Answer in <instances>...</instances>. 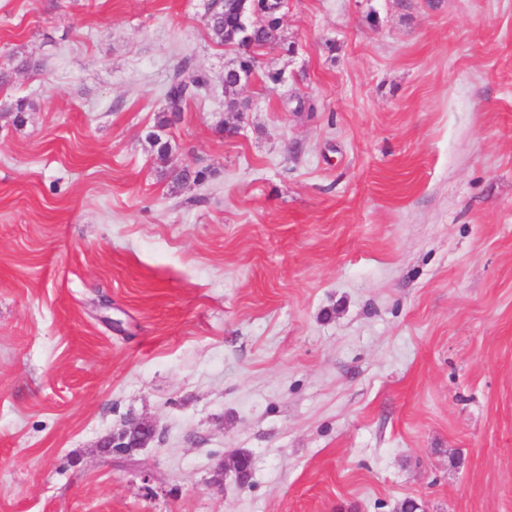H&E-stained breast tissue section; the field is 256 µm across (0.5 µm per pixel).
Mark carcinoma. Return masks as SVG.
Masks as SVG:
<instances>
[{
    "instance_id": "cac0c4a2",
    "label": "carcinoma",
    "mask_w": 512,
    "mask_h": 512,
    "mask_svg": "<svg viewBox=\"0 0 512 512\" xmlns=\"http://www.w3.org/2000/svg\"><path fill=\"white\" fill-rule=\"evenodd\" d=\"M280 0H221L219 5L208 4L207 26L212 39L222 45L237 48V57L224 67V91L228 110L242 112L246 102L237 98V88L246 82V77L259 71V51L269 44L281 24ZM208 86L207 77L201 72L183 76L178 71L165 92L166 108L162 112L159 128L169 126L183 112V104L191 93ZM34 104L26 98H18L7 104L13 123L22 125L26 113ZM148 138L154 147L156 159L162 165L171 161L170 143L156 133Z\"/></svg>"
}]
</instances>
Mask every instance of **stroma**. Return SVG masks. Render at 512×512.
<instances>
[{
  "label": "stroma",
  "mask_w": 512,
  "mask_h": 512,
  "mask_svg": "<svg viewBox=\"0 0 512 512\" xmlns=\"http://www.w3.org/2000/svg\"><path fill=\"white\" fill-rule=\"evenodd\" d=\"M209 2L0 0V512H512V0ZM215 8L214 1L208 4L207 26L212 39L222 45L237 49V57L224 67V91L229 111L243 112L245 101L237 98V88L246 82V77L259 71V51L269 44L281 24L279 2L281 0H220ZM250 16L253 23L243 29L242 23ZM249 41L252 51L239 47ZM182 74V70L178 71L166 88V108L162 112L158 126L161 129L180 117L183 104L192 92L196 93L208 86L207 77L201 72H194L186 77ZM156 428L150 420H140L130 423L118 434H111L100 444V448H142L155 436ZM133 436L135 442L129 444L128 437Z\"/></svg>",
  "instance_id": "35a3bbf8"
}]
</instances>
